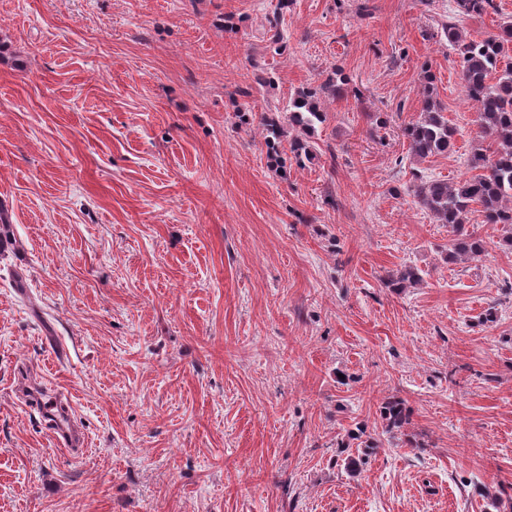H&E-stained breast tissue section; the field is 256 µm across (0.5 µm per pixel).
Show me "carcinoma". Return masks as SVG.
Wrapping results in <instances>:
<instances>
[{"mask_svg": "<svg viewBox=\"0 0 512 512\" xmlns=\"http://www.w3.org/2000/svg\"><path fill=\"white\" fill-rule=\"evenodd\" d=\"M460 15L482 16L497 12L496 0H455ZM441 30L459 56L460 79L467 97L477 112L475 138L488 143L475 149L468 167L472 174L453 184L441 180L420 181L413 185L412 194L420 208L429 212L439 224H446L452 233L448 261L479 260L486 253V242L467 227L468 216L479 207L483 222L500 224L508 229L502 245L512 249V67L500 68L512 52V24L500 33L481 40L465 39L456 24L441 22ZM427 98L420 118L405 125L402 137L411 154L421 160L445 154L455 145V129L441 107L432 98L435 75L424 68ZM347 91L346 80L328 78L318 88L298 91L289 99L283 116L261 115L259 128L267 146L275 151L282 141H288L290 152L299 163L317 158L314 141L316 125L326 121L320 98H334ZM420 271L406 265L391 272L387 286L400 291L418 284ZM386 432H399L408 423L404 403L392 400L384 406Z\"/></svg>", "mask_w": 512, "mask_h": 512, "instance_id": "obj_1", "label": "carcinoma"}]
</instances>
